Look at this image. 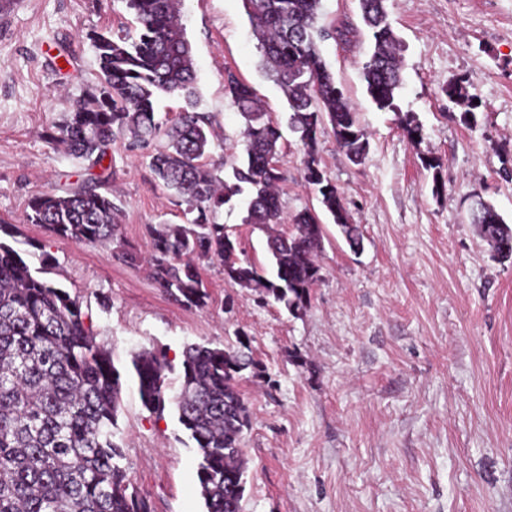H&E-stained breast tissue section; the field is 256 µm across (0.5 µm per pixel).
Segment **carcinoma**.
I'll use <instances>...</instances> for the list:
<instances>
[{"instance_id": "cac0c4a2", "label": "carcinoma", "mask_w": 512, "mask_h": 512, "mask_svg": "<svg viewBox=\"0 0 512 512\" xmlns=\"http://www.w3.org/2000/svg\"><path fill=\"white\" fill-rule=\"evenodd\" d=\"M373 50L363 66L366 90L381 111H398L402 85L400 51L386 0H359ZM135 33L92 35L100 87L85 95L53 139L87 164L91 177L61 194L29 199L27 220L55 237L78 245L112 243V257L136 266L141 257L118 232L121 207L106 189L104 162L112 142L131 134L128 147L139 149L160 138L150 166L164 188L187 205L186 224H148L153 241L150 273L169 300L204 308L210 294L197 261L224 266L228 279L273 299L296 315L321 280L316 262L323 247L319 216L309 209L292 218L289 233H272L281 223L276 185L280 126L250 87L224 74V90L245 121L241 157L222 170L208 162L212 116L194 110L196 69L179 19L177 0H127ZM259 41L262 61L283 88L289 127L305 147L303 179L340 229L350 249L361 248L358 226L350 223L341 194L319 167L317 135L329 125L338 147L354 164L369 151V141L343 91L321 56L318 41L346 38L349 29L319 25L320 0H243ZM448 100L473 106L458 79L443 88ZM180 95L189 108L171 125L159 119L155 101ZM409 141L418 144L422 127L415 116L400 118ZM433 172L434 193L442 167L435 156L422 157ZM100 173L95 174L93 170ZM247 195L244 223L268 231L270 276L242 259L240 244L214 215L236 196ZM482 237L499 260H512V226L493 207L480 202L473 213ZM0 512H150L146 497L121 466L122 448L114 441L122 381L109 351L96 341L89 306L32 268L8 239L13 225L0 219ZM251 365L237 351L190 344L183 351L181 384L168 394L172 365L161 350L143 349L132 357L138 392L150 412L173 405L178 422L196 444L197 478L206 512H244L247 460L244 432L249 409L236 384Z\"/></svg>"}]
</instances>
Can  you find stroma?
Segmentation results:
<instances>
[{"mask_svg":"<svg viewBox=\"0 0 512 512\" xmlns=\"http://www.w3.org/2000/svg\"><path fill=\"white\" fill-rule=\"evenodd\" d=\"M401 40L398 112L378 110L363 80L371 36L358 0H321L325 27L349 22L352 43L325 39L321 54L370 142L361 164L318 136L320 167L363 235L350 250L324 226L321 280L299 314L260 301L200 261L211 299L185 308L154 287L145 262L149 224L186 223L185 208L154 177L150 150L112 145L110 187L123 207L120 233L143 257L78 245L29 223L27 203L87 176L54 127L98 85L89 35L134 27L126 0H0V219L16 226L31 265L88 303L92 329L122 381L116 437L132 483L151 512H205L196 444L172 409L146 410L132 357L166 352L180 387L187 345L233 344L252 362L237 379L250 414L245 512H512V263L497 261L471 214L491 204L512 225V0H386ZM195 61L199 111L214 123L210 163L240 157L243 124L224 91L232 70L282 131L277 191L283 221L320 204L303 175L304 150L288 126L286 97L261 66L243 0H180ZM464 79L475 120L449 102ZM423 128L412 145L399 113ZM425 155L439 157L433 194ZM239 196L217 215L250 261L268 267L267 234L244 221ZM106 296L99 305L98 296Z\"/></svg>","mask_w":512,"mask_h":512,"instance_id":"obj_1","label":"stroma"}]
</instances>
